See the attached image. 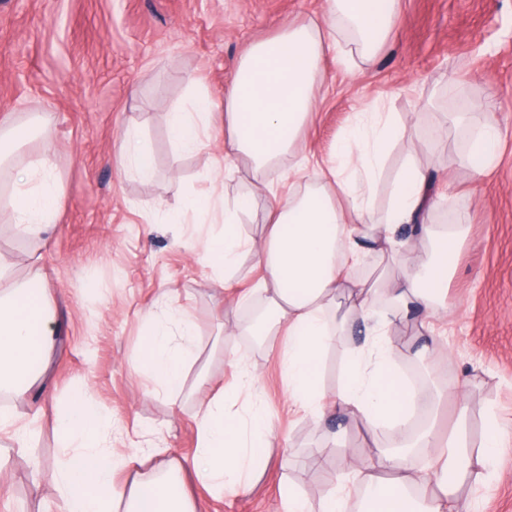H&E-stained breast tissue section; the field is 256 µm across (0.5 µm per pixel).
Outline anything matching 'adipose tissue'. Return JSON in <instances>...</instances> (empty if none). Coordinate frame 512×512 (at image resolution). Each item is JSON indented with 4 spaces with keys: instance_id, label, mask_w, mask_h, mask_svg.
<instances>
[{
    "instance_id": "ef3b65f1",
    "label": "adipose tissue",
    "mask_w": 512,
    "mask_h": 512,
    "mask_svg": "<svg viewBox=\"0 0 512 512\" xmlns=\"http://www.w3.org/2000/svg\"><path fill=\"white\" fill-rule=\"evenodd\" d=\"M394 2L325 0L324 23L291 25L253 44L225 85V171L235 170L243 158L257 171L280 168L293 177L295 189L261 208L255 195L229 198L214 188L168 211L175 224L189 211L222 221L221 232L200 242L186 239L184 247L225 281L233 280L245 257H256L263 275L254 293L272 313L259 331L280 340L289 412L317 425L326 413H343L373 439L369 452H353L337 462L336 488L316 512H467L461 486L488 478L497 457L500 423L494 416L476 454L468 448L461 417L446 436L425 428L414 440L419 452L413 457L378 439L386 428L394 441H410L408 413L430 404L425 391L407 388L395 373L398 352L389 332L409 314L420 316L427 329L446 313L445 283L465 238L462 226L430 223L438 176L412 158L398 169L377 222L367 223L374 187L403 122L385 112L358 113L326 167L311 171L297 158L298 139L317 110L315 90L324 79L326 54L336 48L337 31H356V52L362 62H371L392 36ZM213 109L207 95L199 93L170 112L176 151L203 145ZM115 163L146 181L156 173L149 147L130 129L121 137ZM57 169L50 141H42L0 211L16 234L38 241L56 223ZM256 212L264 227L259 239L243 230ZM404 230L409 233L405 239L400 236ZM401 253L406 266L390 288L377 291L359 276L369 258ZM15 269L14 261L0 255V388L22 397L49 366L55 327L44 290L33 278L18 282ZM143 320L147 330L131 368L153 392H175L195 358L197 326L179 307L170 308L167 320H156L150 312ZM357 321L363 324L364 342L337 345V337L348 335ZM259 331L249 323L225 327L229 336ZM335 346L344 353L343 375L332 395L321 385L320 369ZM225 357L236 369L235 382L201 405L191 458L174 462L166 459L165 449L156 448L150 476L130 484L119 481L131 458L112 445L111 413L81 387L55 409L62 459L48 473L31 460L34 482L50 483L58 512H204L180 482L183 473L217 499L228 489L250 494L274 431L257 398L260 378L248 355L232 349ZM350 477L365 483L364 496L351 498Z\"/></svg>"
}]
</instances>
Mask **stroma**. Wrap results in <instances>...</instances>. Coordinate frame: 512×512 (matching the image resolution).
I'll use <instances>...</instances> for the list:
<instances>
[{
  "label": "stroma",
  "instance_id": "stroma-1",
  "mask_svg": "<svg viewBox=\"0 0 512 512\" xmlns=\"http://www.w3.org/2000/svg\"><path fill=\"white\" fill-rule=\"evenodd\" d=\"M324 0H0V117L29 112L51 117V141L64 194L48 244L17 237L0 223V253L40 268L55 314L59 342L37 405L16 402L29 417L42 409L29 447L0 450V512H56L48 484L34 485L30 458L43 470L58 462L60 438L52 407L79 385L106 405L130 441L157 430L171 459L191 456L202 400L193 385L151 394L129 369L145 333L142 314L166 318L168 306L186 309L199 330L195 371L213 386H231L234 370L224 348L235 344L260 375L259 397L276 435L248 496L212 499L189 491L208 512H279L281 485H294L312 512L332 488L342 449L363 451L355 421L335 418L318 430L308 417L288 413L274 336L224 334V309L212 270L186 251L188 236L219 232L210 217L187 214L167 223L168 205L204 190L224 154L219 124L199 150L173 154L168 112L198 81L214 103L224 100L242 52L290 24L322 21ZM318 110L301 133L311 159L332 155L356 113L389 112L406 124L394 142L375 207L383 209L392 179L409 157L447 172L434 223L464 225L466 237L447 282V318L435 321L441 351L427 366L408 367L442 391L437 424L451 428L468 414L479 445L488 414L501 422L502 444L493 479L465 487L473 512H512V0H397L396 26L375 62L328 56ZM468 114L454 144L429 142L425 129L444 124L451 98ZM499 134L495 163L479 177L466 167L465 142L487 122ZM137 128L157 168L151 182L121 172L113 161L125 128ZM276 173H257L247 161L224 180V193L255 194L260 205L285 195ZM321 448L319 467L296 456Z\"/></svg>",
  "mask_w": 512,
  "mask_h": 512
}]
</instances>
